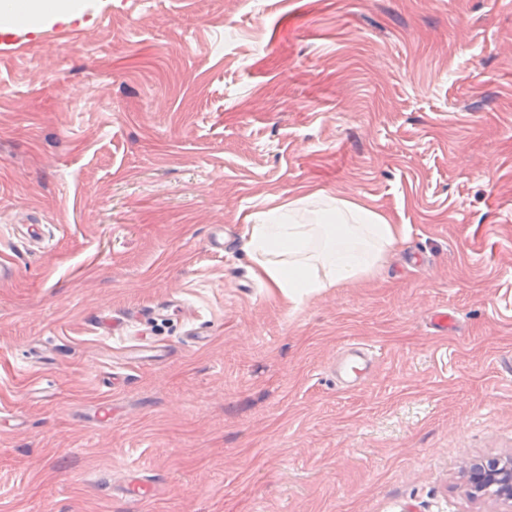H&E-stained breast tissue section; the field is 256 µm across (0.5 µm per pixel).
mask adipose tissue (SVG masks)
<instances>
[{"instance_id":"adipose-tissue-1","label":"adipose tissue","mask_w":512,"mask_h":512,"mask_svg":"<svg viewBox=\"0 0 512 512\" xmlns=\"http://www.w3.org/2000/svg\"><path fill=\"white\" fill-rule=\"evenodd\" d=\"M78 9V0H0V19L30 26ZM405 237V225L373 208L314 192L246 225L244 251L253 276L295 307L370 275Z\"/></svg>"}]
</instances>
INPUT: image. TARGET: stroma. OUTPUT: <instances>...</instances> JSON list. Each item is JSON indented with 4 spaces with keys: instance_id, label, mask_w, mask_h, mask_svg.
<instances>
[{
    "instance_id": "35a3bbf8",
    "label": "stroma",
    "mask_w": 512,
    "mask_h": 512,
    "mask_svg": "<svg viewBox=\"0 0 512 512\" xmlns=\"http://www.w3.org/2000/svg\"><path fill=\"white\" fill-rule=\"evenodd\" d=\"M18 34L0 512H500L465 471L512 458V0H81ZM313 190L408 237L291 307L243 226ZM144 338L169 359L123 364ZM347 343L376 354L352 390L329 370ZM132 469L160 495L105 493Z\"/></svg>"
}]
</instances>
